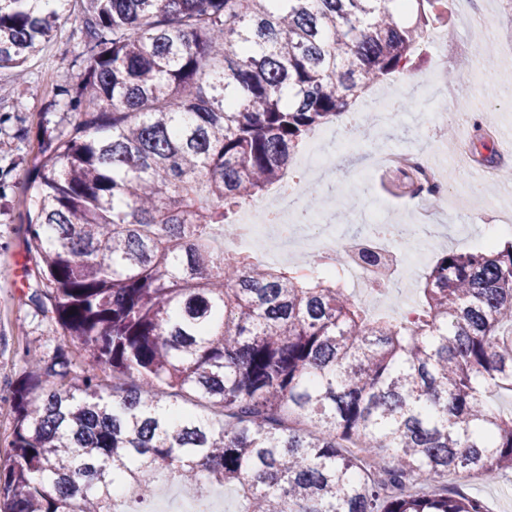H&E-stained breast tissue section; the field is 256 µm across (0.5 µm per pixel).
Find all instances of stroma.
<instances>
[{"label": "stroma", "mask_w": 512, "mask_h": 512, "mask_svg": "<svg viewBox=\"0 0 512 512\" xmlns=\"http://www.w3.org/2000/svg\"><path fill=\"white\" fill-rule=\"evenodd\" d=\"M488 26L493 34L487 43L474 45L466 56L448 57L452 69L463 61L479 67V83H460L453 99L442 88L423 87L436 58L435 49L425 47L415 69L387 82L398 97L411 101V108L394 113L377 127L384 149L447 153L448 190L452 193L477 184L478 179L466 169L458 150H443L441 135L432 134L436 114L455 115L463 103L493 113L500 131L494 143L502 147L503 157L512 156V151L502 146L504 137H512V96L503 93L505 87L512 86V20L496 4L488 16ZM88 61L80 5L78 0H70L53 38L37 43L30 52L24 78L0 72V466L6 461L4 451L12 438L10 389L24 371V348L37 350L50 359L63 343L52 314L37 310L29 301L35 286L30 274L33 262L27 232L29 181L49 138L65 135L71 126L74 113L66 91L81 81ZM327 153L330 161L325 185L336 195L350 193L361 201L355 210L335 214L336 223L353 232L361 230L363 202L371 197L383 199L392 210L402 211L407 198L392 188L386 171H364L360 155L338 152L332 144ZM480 203L486 210L482 222L472 220L471 204L449 210L448 239L428 247V256L447 247L464 252L481 248L488 225L499 226L512 218V192L505 186H483ZM448 481L485 502L489 512H512L511 472L488 479L452 474Z\"/></svg>", "instance_id": "stroma-1"}]
</instances>
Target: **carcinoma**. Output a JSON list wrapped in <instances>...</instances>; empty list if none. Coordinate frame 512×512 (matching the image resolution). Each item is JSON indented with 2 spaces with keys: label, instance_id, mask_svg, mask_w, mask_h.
<instances>
[{
  "label": "carcinoma",
  "instance_id": "obj_1",
  "mask_svg": "<svg viewBox=\"0 0 512 512\" xmlns=\"http://www.w3.org/2000/svg\"><path fill=\"white\" fill-rule=\"evenodd\" d=\"M28 2L0 0L16 77L61 19ZM80 2L90 65L28 224L29 300L76 351H24L0 512H148L129 491L171 480L233 485L243 512H488L448 475L512 471L489 402L512 393V240L436 254L387 319L220 240L313 130L413 67L447 0Z\"/></svg>",
  "mask_w": 512,
  "mask_h": 512
}]
</instances>
